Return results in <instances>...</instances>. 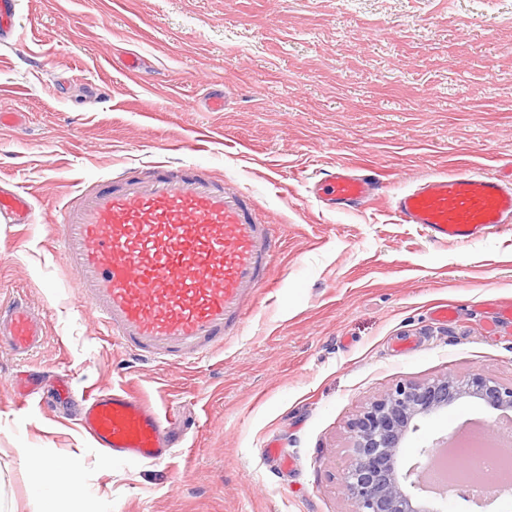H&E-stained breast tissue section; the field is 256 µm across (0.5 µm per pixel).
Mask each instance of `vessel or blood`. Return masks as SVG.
Returning <instances> with one entry per match:
<instances>
[{
    "label": "vessel or blood",
    "instance_id": "vessel-or-blood-1",
    "mask_svg": "<svg viewBox=\"0 0 512 512\" xmlns=\"http://www.w3.org/2000/svg\"><path fill=\"white\" fill-rule=\"evenodd\" d=\"M378 190L374 176L340 166L311 188L323 202L358 206ZM394 211L437 241L465 243L512 224V179L430 174L398 194ZM32 203L0 186V221L27 224ZM57 241L79 274L81 303L133 362L187 363L241 333L267 283L276 227L238 188L196 168L150 178L127 169L79 189L60 210ZM43 329L28 302L0 303V348L24 356ZM79 424L95 448L127 463L161 462L177 446L168 415L118 387L81 395Z\"/></svg>",
    "mask_w": 512,
    "mask_h": 512
}]
</instances>
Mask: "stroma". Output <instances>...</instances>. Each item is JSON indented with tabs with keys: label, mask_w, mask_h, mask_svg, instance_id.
<instances>
[{
	"label": "stroma",
	"mask_w": 512,
	"mask_h": 512,
	"mask_svg": "<svg viewBox=\"0 0 512 512\" xmlns=\"http://www.w3.org/2000/svg\"><path fill=\"white\" fill-rule=\"evenodd\" d=\"M0 111L21 116L0 125V179L35 205L33 223H0V300L25 298L46 333L29 356L0 350V506L353 512L343 477L366 404L446 374L512 386V228L436 242L392 206L431 173L512 171V0H16ZM161 163L230 182L277 227L247 327L191 367L113 351L55 236L81 186ZM340 164L376 175L377 196L317 201L312 184ZM441 307L452 323L435 319ZM29 366L78 392H138L174 416L180 448L162 463L112 460L53 409L51 386L15 390ZM454 411L498 415L463 399L420 420L400 469L447 437ZM273 441L294 470L266 457ZM23 448L83 458L84 496L37 497Z\"/></svg>",
	"instance_id": "obj_1"
}]
</instances>
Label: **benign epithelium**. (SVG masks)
<instances>
[{"instance_id":"benign-epithelium-1","label":"benign epithelium","mask_w":512,"mask_h":512,"mask_svg":"<svg viewBox=\"0 0 512 512\" xmlns=\"http://www.w3.org/2000/svg\"><path fill=\"white\" fill-rule=\"evenodd\" d=\"M462 398L501 409L512 408V386L497 384L479 372L444 375L423 384L402 383L370 402L351 424L353 454L344 490L354 512H440L422 497L418 469L442 447L440 441L417 450L413 464L400 473L394 463L403 452L414 421L429 417Z\"/></svg>"}]
</instances>
